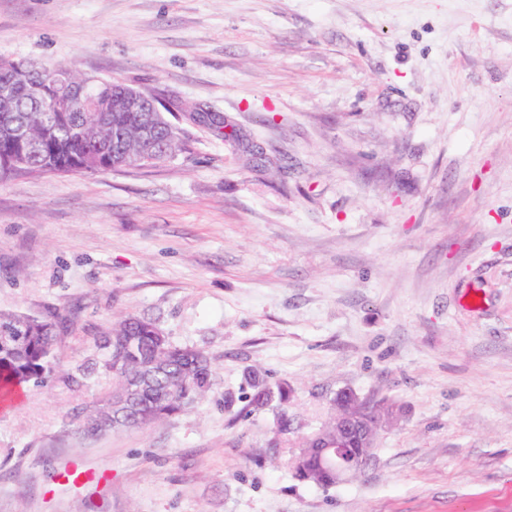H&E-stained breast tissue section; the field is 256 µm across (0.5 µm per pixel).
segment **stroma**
Segmentation results:
<instances>
[{
    "instance_id": "stroma-1",
    "label": "stroma",
    "mask_w": 512,
    "mask_h": 512,
    "mask_svg": "<svg viewBox=\"0 0 512 512\" xmlns=\"http://www.w3.org/2000/svg\"><path fill=\"white\" fill-rule=\"evenodd\" d=\"M18 59L154 97L184 149L0 183V311L68 318L0 402V512H512V0H0ZM124 315L215 385L90 437L62 377ZM344 388L398 416L318 488L286 460ZM248 381L252 388L250 404L256 409L269 406L275 398L281 404H287L290 398V389L287 386H278L274 391L267 383L264 375L259 370H253L248 374Z\"/></svg>"
}]
</instances>
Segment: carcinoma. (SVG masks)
<instances>
[{
    "label": "carcinoma",
    "mask_w": 512,
    "mask_h": 512,
    "mask_svg": "<svg viewBox=\"0 0 512 512\" xmlns=\"http://www.w3.org/2000/svg\"><path fill=\"white\" fill-rule=\"evenodd\" d=\"M17 67L0 61V88L11 91L14 111L0 107V180L33 173H95L146 168L172 159L183 150L174 128L157 112H129L107 104L112 88L107 80L92 88L89 98L64 100L56 89L57 69L20 59ZM38 84L33 99L28 87ZM150 127L146 142L144 126ZM62 315L49 310L39 317L0 313V398L25 384L39 386L53 377L54 349ZM112 382V390L84 411L78 429L85 435L145 428L174 417L200 402L211 390L214 373L208 354L173 342L151 319L125 316L96 342L91 361L63 376L74 391L95 378ZM250 404L256 409L273 400L286 404L290 389H272L259 370L248 374ZM336 415L305 438L292 459L295 474L319 487L336 484L324 470L316 450L319 440L334 431Z\"/></svg>",
    "instance_id": "obj_1"
}]
</instances>
